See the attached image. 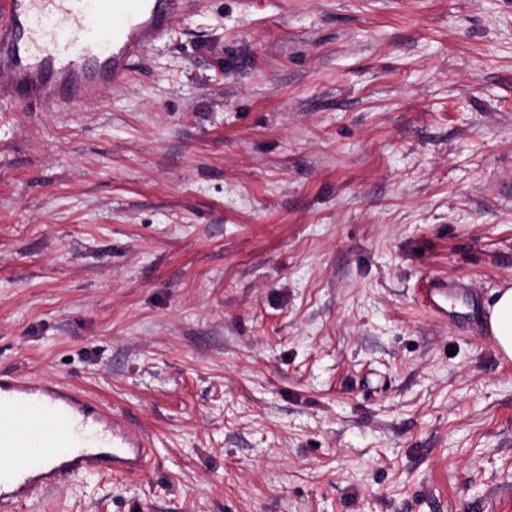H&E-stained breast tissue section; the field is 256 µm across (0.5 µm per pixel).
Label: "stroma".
Returning a JSON list of instances; mask_svg holds the SVG:
<instances>
[{
    "instance_id": "1",
    "label": "stroma",
    "mask_w": 512,
    "mask_h": 512,
    "mask_svg": "<svg viewBox=\"0 0 512 512\" xmlns=\"http://www.w3.org/2000/svg\"><path fill=\"white\" fill-rule=\"evenodd\" d=\"M512 0H200L85 112L0 106V370L143 431L22 512H512ZM456 293L468 296L473 305L474 298L479 296L477 292L467 288L462 282L429 278L422 300L423 306L436 318L448 320V296ZM489 325L500 351L512 358V289L502 290L490 309Z\"/></svg>"
}]
</instances>
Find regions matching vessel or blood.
Wrapping results in <instances>:
<instances>
[{"instance_id":"obj_1","label":"vessel or blood","mask_w":512,"mask_h":512,"mask_svg":"<svg viewBox=\"0 0 512 512\" xmlns=\"http://www.w3.org/2000/svg\"><path fill=\"white\" fill-rule=\"evenodd\" d=\"M194 0H0V104L18 112L79 109L131 76ZM473 289L428 279L422 300L436 318ZM0 512L76 475H138L145 435L81 392L26 372H0Z\"/></svg>"}]
</instances>
